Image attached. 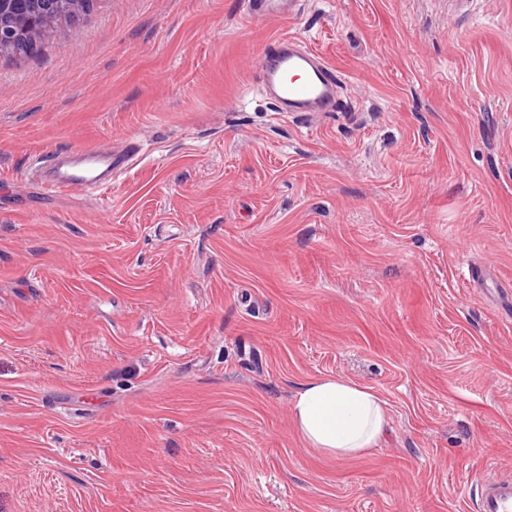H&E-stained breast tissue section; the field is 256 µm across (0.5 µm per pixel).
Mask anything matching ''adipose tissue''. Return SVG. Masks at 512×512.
Masks as SVG:
<instances>
[{"label":"adipose tissue","mask_w":512,"mask_h":512,"mask_svg":"<svg viewBox=\"0 0 512 512\" xmlns=\"http://www.w3.org/2000/svg\"><path fill=\"white\" fill-rule=\"evenodd\" d=\"M292 418L308 447L341 459L379 447L390 424L387 403L375 389L342 376L300 384Z\"/></svg>","instance_id":"ef3b65f1"}]
</instances>
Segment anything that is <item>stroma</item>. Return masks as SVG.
Returning a JSON list of instances; mask_svg holds the SVG:
<instances>
[{
	"label": "stroma",
	"mask_w": 512,
	"mask_h": 512,
	"mask_svg": "<svg viewBox=\"0 0 512 512\" xmlns=\"http://www.w3.org/2000/svg\"><path fill=\"white\" fill-rule=\"evenodd\" d=\"M91 0L0 54V512H475L512 474V0ZM341 77L275 111L258 51ZM131 154L100 196L36 159ZM391 425L307 448L303 382ZM246 12L256 19L292 17L301 10L299 0H245ZM255 73L284 112H333L340 89L334 67L296 38L279 37L259 53ZM386 407V401L368 385L323 376L299 385L292 418L309 448L347 459L380 447L390 424Z\"/></svg>",
	"instance_id": "stroma-1"
}]
</instances>
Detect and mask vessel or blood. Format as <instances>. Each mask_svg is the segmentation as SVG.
I'll list each match as a JSON object with an SVG mask.
<instances>
[{"instance_id":"vessel-or-blood-1","label":"vessel or blood","mask_w":512,"mask_h":512,"mask_svg":"<svg viewBox=\"0 0 512 512\" xmlns=\"http://www.w3.org/2000/svg\"><path fill=\"white\" fill-rule=\"evenodd\" d=\"M246 12L256 19L291 17L301 10V0H245ZM255 73L287 112H331L335 109L340 79L316 51L292 37H279L259 53ZM81 169L61 172L44 181L50 195L81 192L94 194L112 181V170L100 147L79 150ZM477 512H512V476L499 475L479 481Z\"/></svg>"}]
</instances>
